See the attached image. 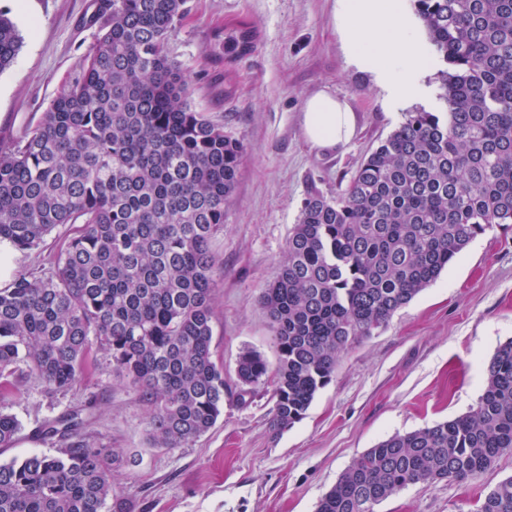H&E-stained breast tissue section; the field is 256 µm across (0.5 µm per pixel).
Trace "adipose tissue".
Listing matches in <instances>:
<instances>
[{
    "instance_id": "obj_1",
    "label": "adipose tissue",
    "mask_w": 512,
    "mask_h": 512,
    "mask_svg": "<svg viewBox=\"0 0 512 512\" xmlns=\"http://www.w3.org/2000/svg\"><path fill=\"white\" fill-rule=\"evenodd\" d=\"M344 30L354 66L373 75L387 102L399 106L422 91L432 61L401 0H346ZM303 134L314 147L333 151L351 139L355 115L327 92L309 97L302 112Z\"/></svg>"
}]
</instances>
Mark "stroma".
<instances>
[{
  "mask_svg": "<svg viewBox=\"0 0 512 512\" xmlns=\"http://www.w3.org/2000/svg\"><path fill=\"white\" fill-rule=\"evenodd\" d=\"M344 0H186L169 49L189 73L196 108L244 145L237 188L212 247L224 264L214 290L213 343L224 367V411L188 445L152 447L137 391L116 376L110 356L91 349L65 391L48 389L26 364L0 387V411L22 431L0 463L40 447L46 419L87 402L84 432L113 449L117 493L129 512H316L354 459L382 440L433 426L475 408L486 368L512 339V227L472 241L436 282L340 358L332 381L302 420L269 427L272 387L243 389L236 363L245 349L275 361L273 332L259 297L272 278L311 190H344L364 157L403 113L437 104V70L425 90L389 106L371 75L350 65L341 33ZM23 38L0 71V148L34 127L81 73L106 13L101 0H0ZM253 48L235 49L242 32ZM326 91L356 115L350 142L325 152L304 137L305 101ZM512 475V452L479 479L418 483L375 512H477L486 492Z\"/></svg>",
  "mask_w": 512,
  "mask_h": 512,
  "instance_id": "1",
  "label": "stroma"
}]
</instances>
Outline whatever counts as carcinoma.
Returning a JSON list of instances; mask_svg holds the SVG:
<instances>
[{"label":"carcinoma","mask_w":512,"mask_h":512,"mask_svg":"<svg viewBox=\"0 0 512 512\" xmlns=\"http://www.w3.org/2000/svg\"><path fill=\"white\" fill-rule=\"evenodd\" d=\"M432 47L439 106L400 124L331 197L304 199L260 295L276 366L246 349L243 385L267 380L269 426L300 421L341 355L385 326L474 239L512 224V0H412ZM108 19L81 74L38 124L0 151V240L32 250L72 233L44 273L0 288V378L25 361L53 390L74 385L93 344L148 411L153 446L206 433L224 410L213 359L210 248L224 228L242 142L193 104L169 38L185 0H103ZM20 37L0 12V71ZM90 402L38 430L60 444L0 463V512H123L121 460L81 432ZM20 421L0 412V447ZM512 452V339L488 366L475 408L395 434L355 459L317 512H374L418 483L472 481ZM477 512H512V476Z\"/></svg>","instance_id":"cac0c4a2"}]
</instances>
